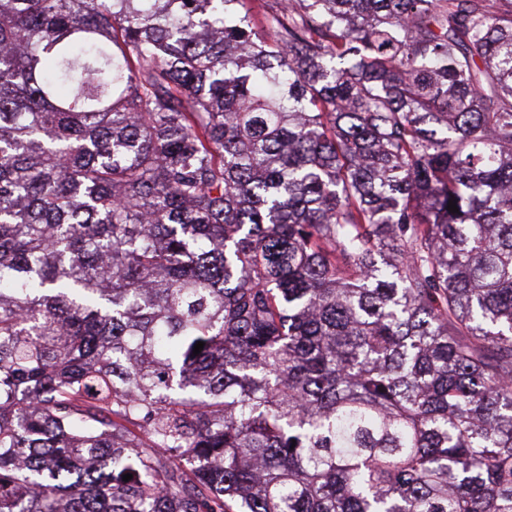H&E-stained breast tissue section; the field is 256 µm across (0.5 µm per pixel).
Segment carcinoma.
<instances>
[{
	"mask_svg": "<svg viewBox=\"0 0 512 512\" xmlns=\"http://www.w3.org/2000/svg\"><path fill=\"white\" fill-rule=\"evenodd\" d=\"M242 4L0 0V512H512V0Z\"/></svg>",
	"mask_w": 512,
	"mask_h": 512,
	"instance_id": "obj_1",
	"label": "carcinoma"
}]
</instances>
